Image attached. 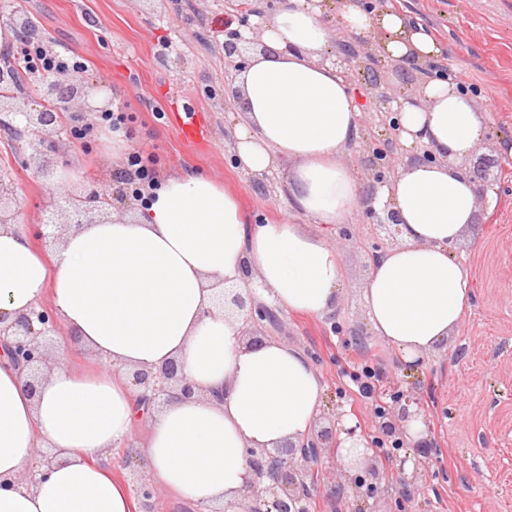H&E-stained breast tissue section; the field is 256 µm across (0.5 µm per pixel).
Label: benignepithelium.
<instances>
[{
  "mask_svg": "<svg viewBox=\"0 0 512 512\" xmlns=\"http://www.w3.org/2000/svg\"><path fill=\"white\" fill-rule=\"evenodd\" d=\"M265 11L256 7L252 0L240 3V28L229 32L224 41V57L237 60V66L246 64L244 51L252 40L246 39L240 29L255 30L250 17H262ZM356 36L343 33L338 41V53L341 68L347 77L363 74L366 83V99L373 111L389 119V127L398 131L399 126L394 120L395 108L402 107L401 93L387 80L384 70L380 68L381 55L376 52L372 40H362L360 47L353 45ZM69 91L70 101L78 111L87 108L88 100L94 94V85L88 83L77 72L62 70L52 79L38 81L34 90L37 107L29 108L20 98L11 94L0 98V127L10 131H19L26 136V147L32 154L43 156L49 145L44 132L56 130L61 126L58 114L46 112L40 104L60 89ZM396 148V140L387 139V147L381 148L372 144L366 146L362 160L363 171L372 182L384 185L388 177L395 174V165L388 159V151ZM376 190L368 195L367 211L374 219L375 230L390 242H398L401 237V224L398 213L390 204L381 208L375 207ZM98 205H87V198L72 194L54 195L44 209L43 223L30 227L17 223L18 210L11 187L0 177V224H14L17 230L34 229L35 235L44 242L57 240L56 217L61 211L69 214L70 223L93 224L94 212H103L112 206L111 198L104 195L97 198ZM225 312L241 323L242 333L247 343L257 345L263 343L267 336V328H275L279 324L276 312L266 304L256 300L251 294H243L234 288H226L218 298ZM59 328L55 318L47 310L32 309L17 316L6 324L0 319V336L10 338V354L13 361L30 370L27 381L28 390L34 392L43 379L42 366L47 361V343L58 335ZM134 385L143 390L142 398L148 402L166 403L172 398H189L193 394V385L183 374L181 365L171 360L157 372L136 370L132 372ZM418 423L428 425V418L419 406V402L411 394L406 393L395 401V407L379 418L378 429L381 435L401 446L411 441L410 427ZM355 436V430L338 426L334 421L327 426L312 429L311 435L301 445L285 442L276 448H251L248 450L250 464L255 474V481L244 489V497L248 500L247 512H308L309 493L307 490L308 472L299 461L306 460L307 453L321 451L333 446L341 432ZM406 460H401L397 469L396 489L401 500H410L417 489L418 472L405 470ZM340 481L350 483L355 498L367 497L375 492L382 479L381 470L376 456L366 458L355 473H350L343 466H336Z\"/></svg>",
  "mask_w": 512,
  "mask_h": 512,
  "instance_id": "obj_1",
  "label": "benign epithelium"
}]
</instances>
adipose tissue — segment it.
Masks as SVG:
<instances>
[{
  "instance_id": "ef3b65f1",
  "label": "adipose tissue",
  "mask_w": 512,
  "mask_h": 512,
  "mask_svg": "<svg viewBox=\"0 0 512 512\" xmlns=\"http://www.w3.org/2000/svg\"><path fill=\"white\" fill-rule=\"evenodd\" d=\"M335 22L378 35L381 54L394 60L419 63L437 51L396 11L336 0ZM330 24L326 0H287L270 18L264 51L238 77L245 118L236 153L252 174L282 156L295 160L294 207L342 224L366 199L346 163L361 108L342 70L322 61ZM421 90L400 110V141L430 146L437 160L403 165L380 192L399 214L401 242L373 261L365 288L375 334L410 364L447 341L469 304V277L452 248L478 208L464 163L491 123L451 80ZM222 282L310 317L342 294L339 255L324 237L298 224L247 223L237 196L204 175L166 178L135 218L72 228L53 253L0 225V314L46 303L71 334L33 394L0 348V512H135L106 453L143 419L154 484L191 507L240 501L253 477L249 449L310 433L323 394L318 372L294 347L247 345L239 322L214 305ZM75 348L92 350L99 369L72 367ZM173 359L195 394L154 409L131 373ZM39 446L55 452L51 465L37 466Z\"/></svg>"
}]
</instances>
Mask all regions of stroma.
<instances>
[{
  "mask_svg": "<svg viewBox=\"0 0 512 512\" xmlns=\"http://www.w3.org/2000/svg\"><path fill=\"white\" fill-rule=\"evenodd\" d=\"M24 11L43 31L44 51L68 48L85 62L81 74L109 88L112 103L137 118L128 147L147 146L157 172L207 175L235 193L248 223L303 224L339 252L343 291L336 309L319 319L282 313L271 336L300 350L326 385L323 417H348L372 444L384 480H393L396 455L423 460L413 500L399 504L395 492L379 489L358 503L350 488L324 480L311 489L310 512H512V170L503 171L454 252L471 278L473 300L458 329L417 369H406L395 349L375 336L364 305L372 253L388 248L366 210L341 225L319 224L298 212L288 193L293 163L280 158L267 175L240 170L236 127L244 118L239 101L225 99L238 71L224 58L228 20L237 12L225 0H0ZM393 7L436 41L434 63H420L408 77L383 62L393 84L413 91L442 64L449 79L476 84L480 106L492 123L475 157L497 156L499 135L512 134V0H393ZM198 124L186 139L187 117ZM84 139L67 136L47 159L73 166L66 186L46 184L20 142L0 129V160H6L19 205L18 221L37 224L45 202L61 191H108L112 211L132 216L135 201L120 194L124 164L105 158L111 142L96 115L81 114ZM384 372L385 404L399 392L413 394L430 423L422 449L394 451L379 442L378 425L366 404L344 396L347 377L363 365ZM146 425L135 426L112 451V473L131 489L146 479Z\"/></svg>",
  "mask_w": 512,
  "mask_h": 512,
  "instance_id": "1",
  "label": "stroma"
}]
</instances>
